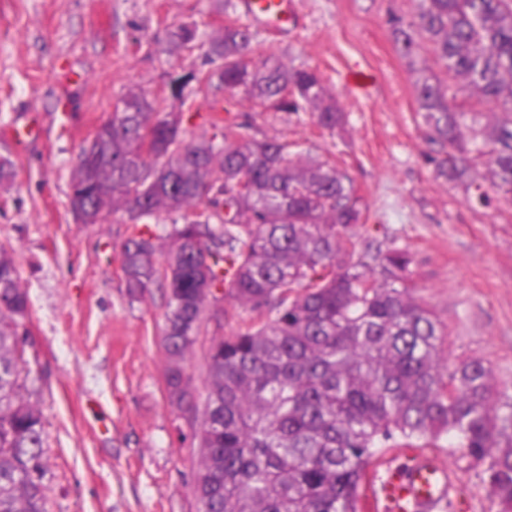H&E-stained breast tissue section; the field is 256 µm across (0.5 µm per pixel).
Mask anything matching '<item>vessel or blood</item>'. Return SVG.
Returning <instances> with one entry per match:
<instances>
[{
	"instance_id": "vessel-or-blood-1",
	"label": "vessel or blood",
	"mask_w": 512,
	"mask_h": 512,
	"mask_svg": "<svg viewBox=\"0 0 512 512\" xmlns=\"http://www.w3.org/2000/svg\"><path fill=\"white\" fill-rule=\"evenodd\" d=\"M238 8L254 23L265 28H281L292 14V0H238ZM448 471L427 455H395L388 477L372 512H457Z\"/></svg>"
}]
</instances>
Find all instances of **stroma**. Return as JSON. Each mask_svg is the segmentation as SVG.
<instances>
[{
    "label": "stroma",
    "mask_w": 512,
    "mask_h": 512,
    "mask_svg": "<svg viewBox=\"0 0 512 512\" xmlns=\"http://www.w3.org/2000/svg\"><path fill=\"white\" fill-rule=\"evenodd\" d=\"M414 8V0H295L293 26L258 29L254 58L317 69L346 115L342 127L320 129L307 112H253L244 101L230 110L251 134L330 159L353 180L366 206L354 257L406 250L415 295L443 329L448 364L483 360L507 389L512 198L476 206L436 177L415 82L423 68L443 82L448 76L429 49L402 56L390 34L391 19ZM193 21L212 33L226 17L213 0H0V155L16 172L0 209V246L30 299L31 374L22 395L43 415L49 512L198 510L200 420L168 399L163 292L129 300L121 272L128 225L80 224L68 209L79 149L116 100L131 89L154 95L170 66L197 65L196 57L157 50L169 29ZM135 34L141 45L132 44ZM354 69L374 75L367 91L347 84ZM251 317L228 297L207 302L184 362L195 403L206 396L212 339ZM435 453L459 489L461 512H497L482 463L445 436Z\"/></svg>",
    "instance_id": "obj_1"
}]
</instances>
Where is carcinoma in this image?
Instances as JSON below:
<instances>
[{
  "label": "carcinoma",
  "instance_id": "carcinoma-1",
  "mask_svg": "<svg viewBox=\"0 0 512 512\" xmlns=\"http://www.w3.org/2000/svg\"><path fill=\"white\" fill-rule=\"evenodd\" d=\"M256 32L228 21L205 34L196 23L168 33L162 51L201 66L166 73L149 98L129 90L81 146L70 210L97 224L118 212L132 226L122 252L127 295L164 290L163 347L172 402L196 410L182 363L191 352L210 289L253 313L250 325L213 339L197 433L198 512H361L367 469L379 449L445 434L486 464L499 512H512V394L473 359L452 368L440 324L413 295L408 252L348 259L364 209L350 177L276 136L214 116L216 137L187 143L186 105L197 96L242 94L252 110L309 112L333 130L344 118L319 74L270 55L256 61ZM398 51L427 44L452 78L416 83L438 177L489 206L512 197V0H416L391 21ZM475 99L493 112H465ZM180 147L166 164L152 150ZM485 167L477 176L476 167ZM170 223L163 268L151 224ZM29 297L0 247V512H48L40 411L21 394Z\"/></svg>",
  "mask_w": 512,
  "mask_h": 512
}]
</instances>
